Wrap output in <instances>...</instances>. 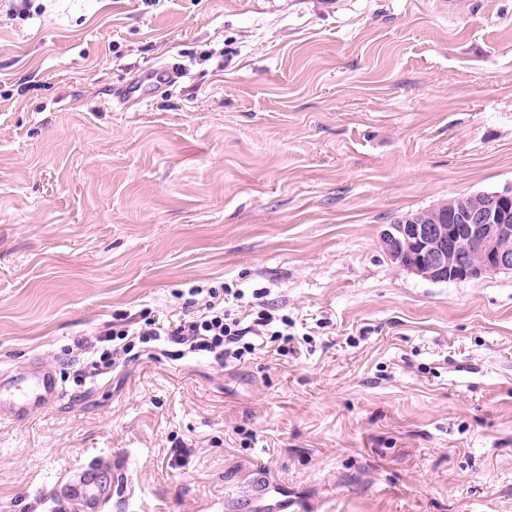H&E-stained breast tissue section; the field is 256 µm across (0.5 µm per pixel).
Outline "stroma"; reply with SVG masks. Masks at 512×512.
Here are the masks:
<instances>
[{
    "instance_id": "35a3bbf8",
    "label": "stroma",
    "mask_w": 512,
    "mask_h": 512,
    "mask_svg": "<svg viewBox=\"0 0 512 512\" xmlns=\"http://www.w3.org/2000/svg\"><path fill=\"white\" fill-rule=\"evenodd\" d=\"M0 10V512L126 463L105 512H512V273L432 283L383 226L512 187V0H43ZM293 318L247 363L90 371L194 285ZM20 395L23 401L14 400L5 406L0 400V417H18L24 415L33 407H47L57 403L63 396V387L53 371L41 366L38 362L30 373L20 377Z\"/></svg>"
}]
</instances>
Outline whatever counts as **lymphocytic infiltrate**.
Here are the masks:
<instances>
[{"label":"lymphocytic infiltrate","mask_w":512,"mask_h":512,"mask_svg":"<svg viewBox=\"0 0 512 512\" xmlns=\"http://www.w3.org/2000/svg\"><path fill=\"white\" fill-rule=\"evenodd\" d=\"M242 292L237 288H189L185 300L193 307L192 316L168 322L145 321L139 328L121 323L113 324L105 333L107 344L94 369L106 374L135 346L144 350L155 349L157 343L181 345L191 353H207L224 366L241 364L254 355L255 337H268L270 342H290L292 320L287 316H274L260 310L255 316L236 313L235 301L241 300Z\"/></svg>","instance_id":"1"}]
</instances>
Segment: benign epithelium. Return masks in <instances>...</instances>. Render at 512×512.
Listing matches in <instances>:
<instances>
[{"instance_id": "obj_1", "label": "benign epithelium", "mask_w": 512, "mask_h": 512, "mask_svg": "<svg viewBox=\"0 0 512 512\" xmlns=\"http://www.w3.org/2000/svg\"><path fill=\"white\" fill-rule=\"evenodd\" d=\"M442 207L386 225L379 234L386 257L435 283L512 272V188L471 195L452 224L439 220Z\"/></svg>"}]
</instances>
